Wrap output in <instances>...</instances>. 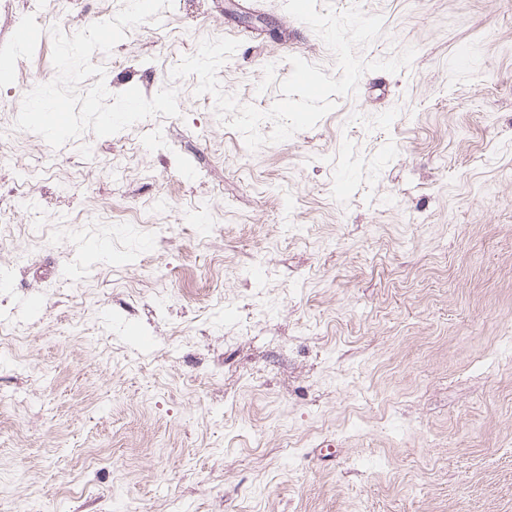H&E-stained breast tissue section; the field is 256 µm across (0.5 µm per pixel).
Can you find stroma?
Segmentation results:
<instances>
[{"instance_id":"35a3bbf8","label":"stroma","mask_w":512,"mask_h":512,"mask_svg":"<svg viewBox=\"0 0 512 512\" xmlns=\"http://www.w3.org/2000/svg\"><path fill=\"white\" fill-rule=\"evenodd\" d=\"M356 3L383 19L361 59L413 61L254 152L170 72L239 40L218 78L264 112L290 57L340 76L284 0L128 29L92 63L179 116L57 149L15 128L52 18L124 0L0 10V512H512V0H318Z\"/></svg>"}]
</instances>
